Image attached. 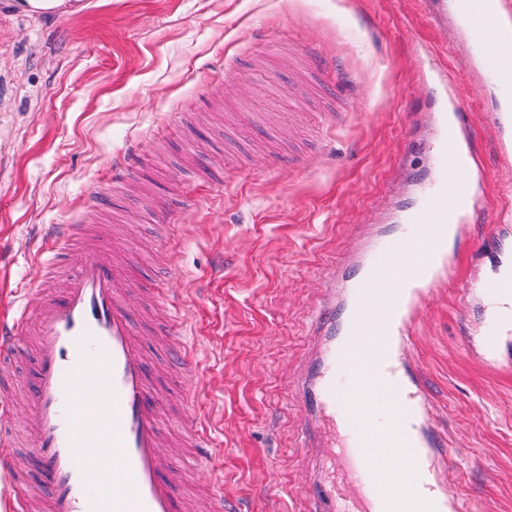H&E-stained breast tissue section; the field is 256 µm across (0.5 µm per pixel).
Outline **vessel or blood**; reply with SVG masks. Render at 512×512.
Instances as JSON below:
<instances>
[{
    "label": "vessel or blood",
    "mask_w": 512,
    "mask_h": 512,
    "mask_svg": "<svg viewBox=\"0 0 512 512\" xmlns=\"http://www.w3.org/2000/svg\"><path fill=\"white\" fill-rule=\"evenodd\" d=\"M503 99H512V30L488 0H450ZM434 149L440 166L405 210L403 231L381 235L357 256L365 281L337 274L316 321L317 349L302 385L308 431L318 467L309 490L319 512H461L448 491L453 461L430 423L429 399L406 345L438 287L457 282L449 237L467 238L481 212L472 191L476 159L456 92L442 95ZM52 260L77 254L76 273L59 293L42 279L30 291L35 310L12 305L0 313V388L13 385L17 340L29 339L35 375L28 387L31 451L21 456L12 427L0 426V501L5 512H224V491L179 493L186 466H208L212 454L204 417L193 398L194 347L184 340L180 297L154 290L177 337L174 366L187 378L184 432L165 438L166 417L150 382L134 323V291L123 259L108 241L80 224H58L42 238ZM494 308L467 344L497 369L512 368V275L478 284ZM397 486L400 496L388 495Z\"/></svg>",
    "instance_id": "vessel-or-blood-1"
}]
</instances>
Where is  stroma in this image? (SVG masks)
Wrapping results in <instances>:
<instances>
[{"mask_svg":"<svg viewBox=\"0 0 512 512\" xmlns=\"http://www.w3.org/2000/svg\"><path fill=\"white\" fill-rule=\"evenodd\" d=\"M428 45L477 133L482 207L512 212V157L490 124L501 99L458 22H434L423 0H69L50 20L0 0V308L39 274L51 224L99 225L133 255L135 307L151 284L180 292L216 443L184 486L222 480L225 512H309L297 385L310 331L333 265L395 231L433 174ZM312 46L335 59L332 85L312 74ZM117 155L135 164L118 187ZM93 188L123 220L88 205ZM508 261L491 223L476 225L411 350L464 512H512V376L468 348L489 307L463 293ZM167 328L161 311L136 324L174 432L186 382L167 366ZM14 357L0 412L20 421L34 364L23 344Z\"/></svg>","mask_w":512,"mask_h":512,"instance_id":"stroma-1","label":"stroma"}]
</instances>
